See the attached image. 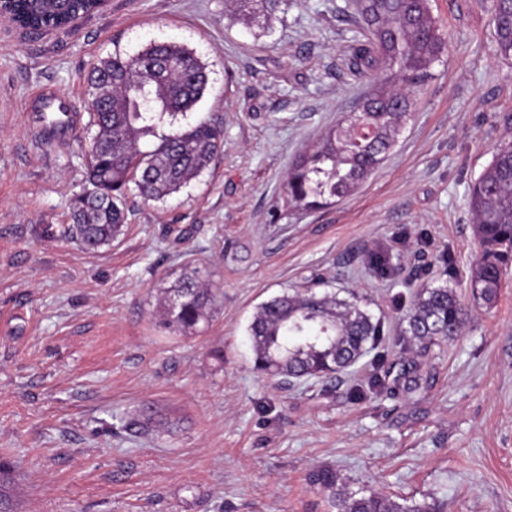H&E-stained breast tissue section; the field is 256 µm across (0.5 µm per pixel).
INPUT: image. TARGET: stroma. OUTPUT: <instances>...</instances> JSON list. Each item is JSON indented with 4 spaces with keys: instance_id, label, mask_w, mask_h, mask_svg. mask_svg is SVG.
<instances>
[{
    "instance_id": "stroma-1",
    "label": "stroma",
    "mask_w": 512,
    "mask_h": 512,
    "mask_svg": "<svg viewBox=\"0 0 512 512\" xmlns=\"http://www.w3.org/2000/svg\"><path fill=\"white\" fill-rule=\"evenodd\" d=\"M430 6L447 45L388 158L335 206L281 219L295 155L372 89L346 68L360 28L348 0H292L249 25L224 0H109L48 32L0 21V460L15 466L16 512H333L308 482L320 467L397 502L512 512V265L492 305L474 301L468 206L493 145L512 137V59L496 51L492 0ZM153 41L206 64L188 119L220 126L224 147L178 194H128L125 233L89 252L67 232L88 187L87 76ZM49 90L75 135L53 136L32 109ZM188 267L218 290L195 335L156 315ZM319 280L357 294L382 343L329 379H265L256 308ZM443 283L471 316L427 348L401 320L415 292ZM380 358L418 388L369 389Z\"/></svg>"
}]
</instances>
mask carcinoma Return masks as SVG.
Returning <instances> with one entry per match:
<instances>
[{
    "label": "carcinoma",
    "mask_w": 512,
    "mask_h": 512,
    "mask_svg": "<svg viewBox=\"0 0 512 512\" xmlns=\"http://www.w3.org/2000/svg\"><path fill=\"white\" fill-rule=\"evenodd\" d=\"M235 14L269 17L288 0H227ZM19 25L52 31L78 16L96 13L94 0H7ZM362 23L348 69L373 83L355 123L341 120L291 162L281 188L280 214L326 207L352 194L384 161L414 105L415 93L440 58L446 39L430 0H349ZM497 51L512 57V0H495ZM205 64L176 42L153 41L135 54L114 52L88 77L94 128L87 178L92 189L71 205L69 233L96 251L126 227L124 199L130 187L147 201H163L205 171L220 150L223 130L199 120L175 125L203 98ZM468 206L482 256L471 273L473 299L493 303L503 266L512 259V140L493 147L492 160L468 189ZM216 289L197 268L186 270L160 299L162 325L192 334L212 317ZM468 311L446 285L417 292L402 323L418 343L439 344L459 335ZM253 367L285 382L321 380L355 365L384 336L383 322L358 300L309 288L285 291L261 303L248 327ZM11 466L0 461V512H13ZM310 481L336 512H437L427 501L400 504L376 493L349 492L336 471L315 470Z\"/></svg>",
    "instance_id": "carcinoma-1"
}]
</instances>
